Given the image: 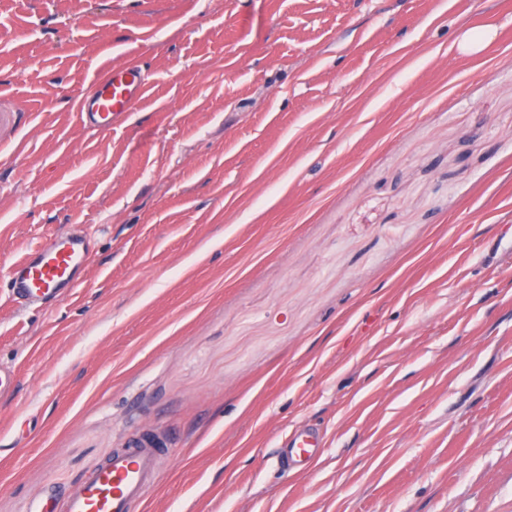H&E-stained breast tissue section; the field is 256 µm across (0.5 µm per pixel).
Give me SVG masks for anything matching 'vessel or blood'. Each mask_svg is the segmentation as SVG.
Returning <instances> with one entry per match:
<instances>
[{
	"label": "vessel or blood",
	"mask_w": 512,
	"mask_h": 512,
	"mask_svg": "<svg viewBox=\"0 0 512 512\" xmlns=\"http://www.w3.org/2000/svg\"><path fill=\"white\" fill-rule=\"evenodd\" d=\"M149 81L139 65L110 66L96 80L90 95L80 100L84 125L110 129L143 98ZM92 256L89 242L78 233L56 234L8 266V293L22 306L43 305L70 293ZM320 446L317 434L304 430L289 436L285 453L289 467L308 465ZM160 451L151 441L130 440L113 452L86 481L62 497L48 496L33 503L30 512H132L153 485Z\"/></svg>",
	"instance_id": "obj_1"
}]
</instances>
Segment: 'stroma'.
Returning <instances> with one entry per match:
<instances>
[{
	"instance_id": "obj_1",
	"label": "stroma",
	"mask_w": 512,
	"mask_h": 512,
	"mask_svg": "<svg viewBox=\"0 0 512 512\" xmlns=\"http://www.w3.org/2000/svg\"><path fill=\"white\" fill-rule=\"evenodd\" d=\"M67 231L78 287L12 303ZM511 236L512 0H0V512L133 434L135 512H512ZM148 81V73L135 63L113 64L97 78L90 95L82 96V123L99 130L111 129L143 98ZM92 256L89 241L78 233L55 234L8 265V293L21 306L43 305L70 293ZM317 448H320V440L312 430H304L289 436L285 444L288 466L292 468L307 466Z\"/></svg>"
}]
</instances>
